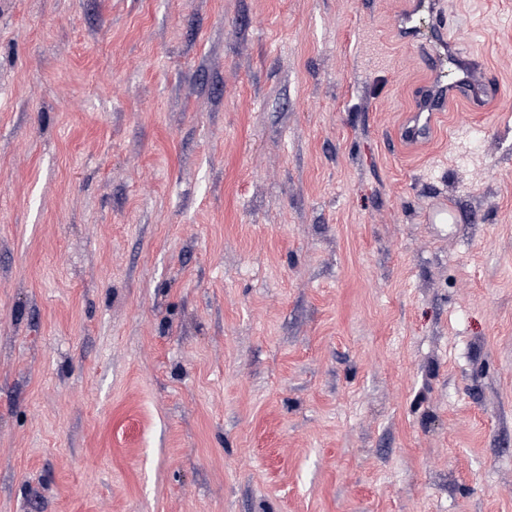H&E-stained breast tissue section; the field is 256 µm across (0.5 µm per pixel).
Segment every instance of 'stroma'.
<instances>
[{
    "label": "stroma",
    "instance_id": "stroma-1",
    "mask_svg": "<svg viewBox=\"0 0 512 512\" xmlns=\"http://www.w3.org/2000/svg\"><path fill=\"white\" fill-rule=\"evenodd\" d=\"M411 2L0 0V512H512V111L405 138Z\"/></svg>",
    "mask_w": 512,
    "mask_h": 512
}]
</instances>
